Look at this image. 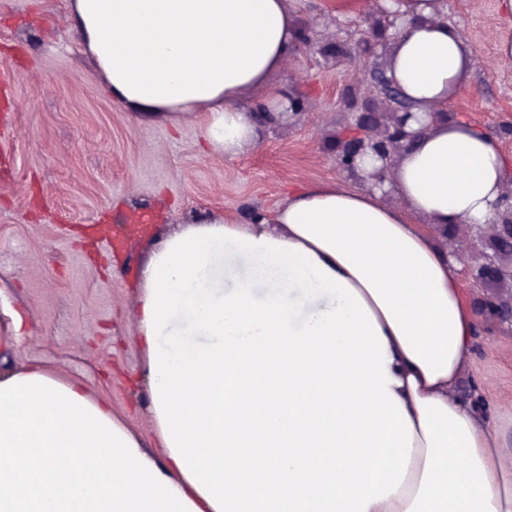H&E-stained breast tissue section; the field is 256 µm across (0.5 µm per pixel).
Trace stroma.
Returning a JSON list of instances; mask_svg holds the SVG:
<instances>
[{"label":"stroma","mask_w":512,"mask_h":512,"mask_svg":"<svg viewBox=\"0 0 512 512\" xmlns=\"http://www.w3.org/2000/svg\"><path fill=\"white\" fill-rule=\"evenodd\" d=\"M353 2L288 0L298 40L272 81L291 84L306 114L229 158L205 147L196 119L142 120L116 103L81 51L69 0H0L1 356L80 379L130 427L151 430L136 322L150 252L187 224L272 217L304 182L358 185L336 166L331 135L346 122L344 92L368 74L326 67L304 44L320 14L337 19L326 37L346 38ZM499 3L448 4L474 49L455 110L512 158V60L497 54L512 20ZM469 382L487 410L512 402V334L479 336Z\"/></svg>","instance_id":"1"}]
</instances>
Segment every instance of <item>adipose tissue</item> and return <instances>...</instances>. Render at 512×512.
Masks as SVG:
<instances>
[{"label": "adipose tissue", "instance_id": "adipose-tissue-1", "mask_svg": "<svg viewBox=\"0 0 512 512\" xmlns=\"http://www.w3.org/2000/svg\"><path fill=\"white\" fill-rule=\"evenodd\" d=\"M412 18L388 74L415 106L452 100L473 50ZM114 100L199 119L207 146L257 141L239 105L293 35L288 0H70ZM512 159L455 120L392 175L401 198L310 181L271 220L173 233L136 317L153 438L75 379L0 372V512H512V405L463 394L478 316L432 226L480 224Z\"/></svg>", "mask_w": 512, "mask_h": 512}]
</instances>
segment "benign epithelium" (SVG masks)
Returning a JSON list of instances; mask_svg holds the SVG:
<instances>
[{"label": "benign epithelium", "mask_w": 512, "mask_h": 512, "mask_svg": "<svg viewBox=\"0 0 512 512\" xmlns=\"http://www.w3.org/2000/svg\"><path fill=\"white\" fill-rule=\"evenodd\" d=\"M366 27L359 28L342 42H321L305 39L309 49L319 54L326 65L365 66L378 55V49L390 44L412 20L387 7L378 0L375 12L364 19ZM350 121L336 129V165L356 177L360 185L388 194L385 182L405 148L426 131L440 116H449L448 104L433 112H416L403 96L387 69L374 67L371 81L363 88L348 91L345 98ZM369 156L379 163L375 170L362 176L359 160ZM490 226L512 229V179L500 188L495 218ZM458 233L447 238L452 255L464 265L470 287L479 288L486 281L501 275L502 267L496 258L483 249L482 224L459 223Z\"/></svg>", "instance_id": "benign-epithelium-1"}]
</instances>
